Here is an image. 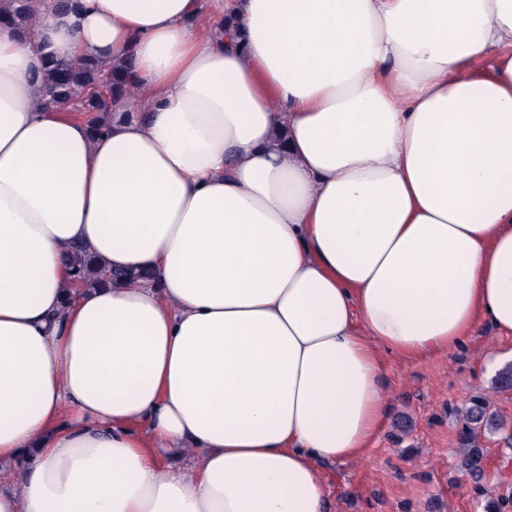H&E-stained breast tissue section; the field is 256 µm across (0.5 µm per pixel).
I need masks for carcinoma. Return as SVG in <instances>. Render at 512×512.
Returning <instances> with one entry per match:
<instances>
[{
	"label": "carcinoma",
	"mask_w": 512,
	"mask_h": 512,
	"mask_svg": "<svg viewBox=\"0 0 512 512\" xmlns=\"http://www.w3.org/2000/svg\"><path fill=\"white\" fill-rule=\"evenodd\" d=\"M37 0H0V23L12 25L22 36L32 34V23ZM50 99L48 103L68 104L82 96L81 111L85 112L94 132L100 133L112 109L125 89L116 69L103 70L92 57L74 63H62L49 56L37 76ZM64 261L73 281L92 288L100 283L112 284L133 281L141 277L137 272L104 271L95 266L89 255L78 246L67 251ZM507 428L504 419L492 409L484 397H475L462 410V427L459 432V454L462 467L471 469L482 458V439Z\"/></svg>",
	"instance_id": "carcinoma-1"
}]
</instances>
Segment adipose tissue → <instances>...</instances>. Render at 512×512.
<instances>
[{
	"mask_svg": "<svg viewBox=\"0 0 512 512\" xmlns=\"http://www.w3.org/2000/svg\"><path fill=\"white\" fill-rule=\"evenodd\" d=\"M211 11L0 25V512H327L384 355L512 334V0ZM48 53L133 62L104 135ZM75 243L151 277L73 288Z\"/></svg>",
	"mask_w": 512,
	"mask_h": 512,
	"instance_id": "obj_1",
	"label": "adipose tissue"
}]
</instances>
